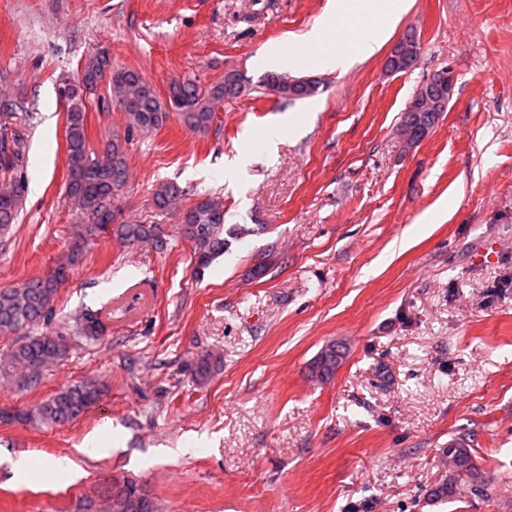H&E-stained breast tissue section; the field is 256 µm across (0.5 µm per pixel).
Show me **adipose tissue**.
<instances>
[{
    "instance_id": "obj_1",
    "label": "adipose tissue",
    "mask_w": 512,
    "mask_h": 512,
    "mask_svg": "<svg viewBox=\"0 0 512 512\" xmlns=\"http://www.w3.org/2000/svg\"><path fill=\"white\" fill-rule=\"evenodd\" d=\"M406 5L407 0H329L325 13L297 42L319 48L318 69L349 68L382 47Z\"/></svg>"
}]
</instances>
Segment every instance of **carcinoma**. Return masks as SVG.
Instances as JSON below:
<instances>
[{
	"label": "carcinoma",
	"mask_w": 512,
	"mask_h": 512,
	"mask_svg": "<svg viewBox=\"0 0 512 512\" xmlns=\"http://www.w3.org/2000/svg\"><path fill=\"white\" fill-rule=\"evenodd\" d=\"M234 76L210 88H201L188 78L170 82L168 99L162 101L144 75L132 68L114 64L106 47H97L85 60L77 78L63 81L60 98L66 106L67 143V202L76 222L85 225L92 236L105 233L119 244L131 246L149 242L161 249L166 244L158 224H117L112 203L126 188L129 180L127 152L119 138L112 137L93 148L86 134L87 101L96 95L101 85L107 86L108 98L117 102L126 113L128 127L143 132L158 130L178 116L184 126L196 133L206 132L214 119L215 107L226 98L238 97L233 86ZM26 124L17 121V104L10 98L0 99V173L11 174L26 162ZM23 196L22 184L9 180L0 184V231L9 230L18 216ZM180 190L172 184L156 187L152 204L164 213L176 205ZM187 223L179 225V234L193 248L197 268L207 266L224 253L228 242L224 237V207L211 197H204L186 210ZM68 276L67 267L60 264L46 274L31 278L19 286L0 289V334H13L39 326L54 309L58 291ZM104 325L94 314L87 313L72 327L75 336L95 337ZM66 356V344L59 332H42L17 341L5 363H0V375L11 376L21 389L39 383L48 368ZM343 353L332 344L323 349L313 363L321 376L332 374L341 363ZM214 370L209 354L198 358L194 370L197 382L206 380ZM104 395L102 384L87 378L66 385L35 407L17 412L0 413V418L36 422L52 428L80 420ZM450 459L449 473L431 490L436 500L453 502L461 484L468 482L480 495L488 492L471 447L470 435L462 432L451 437L442 449ZM112 495L125 512H158L154 498L142 487L127 479L112 488Z\"/></svg>",
	"instance_id": "1"
}]
</instances>
